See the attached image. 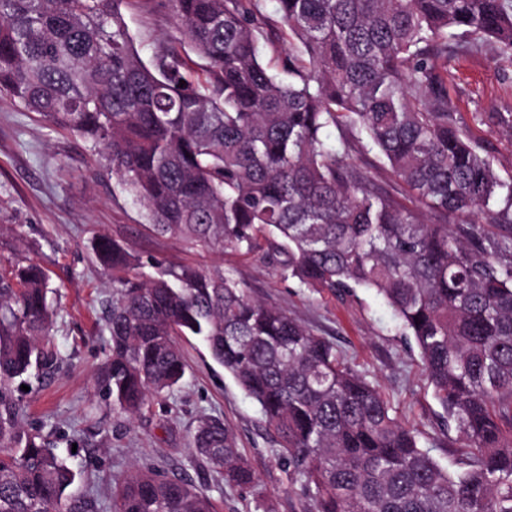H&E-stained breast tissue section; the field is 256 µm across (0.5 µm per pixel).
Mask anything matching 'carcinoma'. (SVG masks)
<instances>
[{
  "label": "carcinoma",
  "mask_w": 512,
  "mask_h": 512,
  "mask_svg": "<svg viewBox=\"0 0 512 512\" xmlns=\"http://www.w3.org/2000/svg\"><path fill=\"white\" fill-rule=\"evenodd\" d=\"M260 2L167 0L195 57L169 42L145 61L127 0H0V94L102 151L157 234L273 260L305 288L375 291L465 438L459 467L419 447L330 341L223 270L144 276L106 236L95 254L116 298L100 391L142 412L184 377L177 337L196 336L259 404L312 512H512V181L448 98L453 57H512V0H277L276 24ZM285 43L284 77L263 50ZM355 153L377 155L411 205L373 187ZM49 293L31 259L0 269V512L96 507L69 492L77 472L24 429L15 395L55 364ZM193 445L224 482L255 484L220 419ZM112 512L215 507L144 468L113 487Z\"/></svg>",
  "instance_id": "obj_1"
}]
</instances>
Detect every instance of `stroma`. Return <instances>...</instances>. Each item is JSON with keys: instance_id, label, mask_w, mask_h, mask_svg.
Here are the masks:
<instances>
[{"instance_id": "obj_1", "label": "stroma", "mask_w": 512, "mask_h": 512, "mask_svg": "<svg viewBox=\"0 0 512 512\" xmlns=\"http://www.w3.org/2000/svg\"><path fill=\"white\" fill-rule=\"evenodd\" d=\"M125 21L142 58L178 31L163 0H129ZM448 94L458 121L484 144L497 174L512 180V59L491 50L456 57ZM501 112L498 122L486 112ZM119 241L141 261L219 266L253 299L277 306L332 342L340 355L387 401L421 448L456 470L463 439L435 399L418 350L396 328L397 319L371 290L332 295L284 278L276 262L231 249L208 252L155 236L141 211L79 135L49 118L0 98V263L31 258L47 271L55 312L51 344L60 366L19 397L29 426L62 434L75 448L83 475L77 487L112 512V483L135 468L154 467L188 479L218 512H310L312 502L288 473L278 437L259 406L214 362L196 337L179 343L185 376L171 394L130 417L113 411L97 380L110 354L104 321L112 303V274L95 259L99 236ZM218 417L234 435L239 455L257 476L240 488L204 467L192 446L200 418Z\"/></svg>"}]
</instances>
